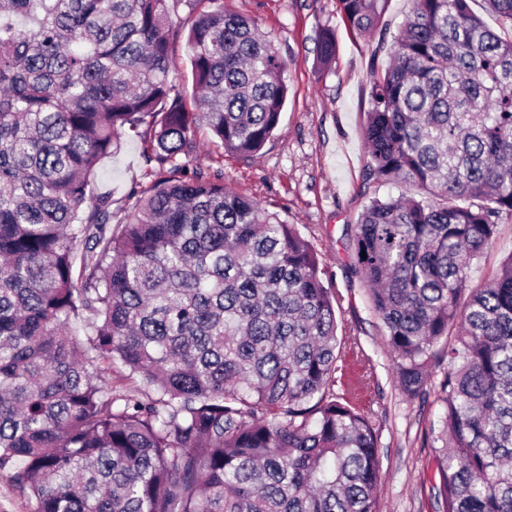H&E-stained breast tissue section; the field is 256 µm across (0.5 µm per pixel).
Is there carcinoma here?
<instances>
[{
	"label": "carcinoma",
	"instance_id": "cac0c4a2",
	"mask_svg": "<svg viewBox=\"0 0 512 512\" xmlns=\"http://www.w3.org/2000/svg\"><path fill=\"white\" fill-rule=\"evenodd\" d=\"M386 0H339L374 35ZM512 29V0H484ZM194 106L171 78V14ZM336 35L322 31L330 65ZM285 64L224 0H0V471L28 512H377L364 355L333 391L337 299L291 224L193 171V133L242 159L277 128ZM373 198L358 269L410 399L438 383L443 512H512V255L459 306L512 215V38L468 0H411L370 79ZM143 138L120 208L102 159ZM447 339V348L434 346ZM139 377L112 394L103 371ZM192 17L188 13V9L181 5L175 14L172 15V23L175 30L179 31V38L175 44L173 59L174 69L173 75L177 78V82L183 87L186 94L188 104H192V77L191 69L187 60V51L185 48V34L188 30Z\"/></svg>",
	"mask_w": 512,
	"mask_h": 512
}]
</instances>
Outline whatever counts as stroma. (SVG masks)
<instances>
[{
    "instance_id": "1",
    "label": "stroma",
    "mask_w": 512,
    "mask_h": 512,
    "mask_svg": "<svg viewBox=\"0 0 512 512\" xmlns=\"http://www.w3.org/2000/svg\"><path fill=\"white\" fill-rule=\"evenodd\" d=\"M227 10L247 15L271 39L286 64L288 99L280 122L264 147L248 159L223 156L224 185L269 204L293 224L317 253L326 287L339 299L338 333L360 348L372 375L363 400L378 433L382 480L378 512H442L435 497L433 439L442 426L436 392L408 399L392 375V354L367 283L356 262V226L370 198L395 197V183L366 182L370 158L364 127L370 108L369 74L390 59L410 0H387L385 35L362 37L350 30L338 0H224ZM336 34V58L329 69L316 62L321 30ZM142 141L126 138L98 173L96 190L121 206L144 181ZM512 254V218L498 226L492 245L474 262L470 287L491 281Z\"/></svg>"
}]
</instances>
